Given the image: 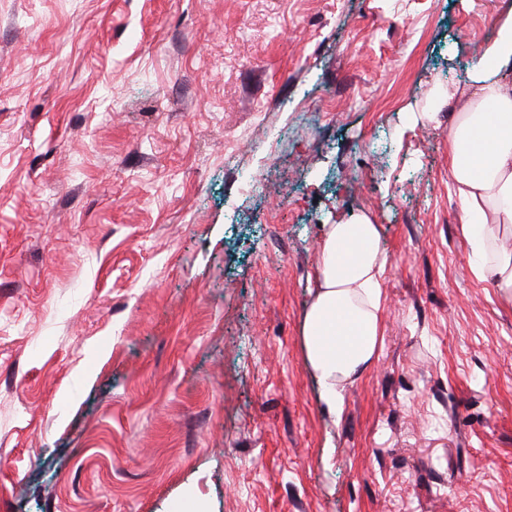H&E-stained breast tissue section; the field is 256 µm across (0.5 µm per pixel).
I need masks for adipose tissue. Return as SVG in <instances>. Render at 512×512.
I'll use <instances>...</instances> for the list:
<instances>
[{
    "mask_svg": "<svg viewBox=\"0 0 512 512\" xmlns=\"http://www.w3.org/2000/svg\"><path fill=\"white\" fill-rule=\"evenodd\" d=\"M448 166L466 255L512 304V5L473 57L464 84L449 88ZM367 213L324 227L313 300L301 324L307 362L331 412L345 384L374 363L382 335L388 264Z\"/></svg>",
    "mask_w": 512,
    "mask_h": 512,
    "instance_id": "obj_1",
    "label": "adipose tissue"
}]
</instances>
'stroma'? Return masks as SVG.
Returning <instances> with one entry per match:
<instances>
[{"label":"stroma","instance_id":"obj_1","mask_svg":"<svg viewBox=\"0 0 512 512\" xmlns=\"http://www.w3.org/2000/svg\"><path fill=\"white\" fill-rule=\"evenodd\" d=\"M502 0H0V512H512V305L448 109ZM388 256L320 398L322 227Z\"/></svg>","mask_w":512,"mask_h":512}]
</instances>
